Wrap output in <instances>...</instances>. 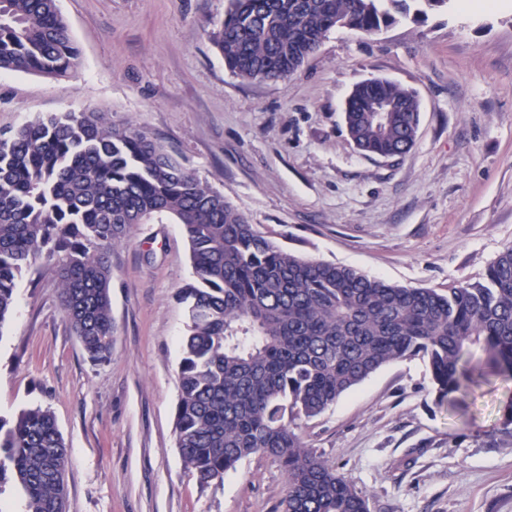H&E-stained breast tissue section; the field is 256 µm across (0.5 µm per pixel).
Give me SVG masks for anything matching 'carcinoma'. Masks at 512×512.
<instances>
[{"mask_svg": "<svg viewBox=\"0 0 512 512\" xmlns=\"http://www.w3.org/2000/svg\"><path fill=\"white\" fill-rule=\"evenodd\" d=\"M58 0H0V71L63 76L79 50ZM448 0H229L210 39L242 78L288 77L344 24L374 35ZM395 108L378 121L374 105ZM419 105L405 87H356L344 112L367 155L408 152ZM182 226L193 281L182 289L176 447L206 486L246 458L277 461L284 512H369L367 499L296 432L382 366L427 360L436 404L483 382L479 352L512 378V245L484 281L415 288L304 259L246 217L139 129L99 112H65L0 132V324L33 260L57 263L64 312L95 362L112 355L110 253L151 218ZM68 449L53 414L0 418V488L26 512H64Z\"/></svg>", "mask_w": 512, "mask_h": 512, "instance_id": "cac0c4a2", "label": "carcinoma"}]
</instances>
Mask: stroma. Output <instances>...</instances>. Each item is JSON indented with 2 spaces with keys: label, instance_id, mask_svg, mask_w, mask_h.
Here are the masks:
<instances>
[{
  "label": "stroma",
  "instance_id": "obj_1",
  "mask_svg": "<svg viewBox=\"0 0 512 512\" xmlns=\"http://www.w3.org/2000/svg\"><path fill=\"white\" fill-rule=\"evenodd\" d=\"M79 48L63 77L0 74V129L96 110L171 151L269 240L407 287L474 282L512 244V0L455 4L373 36L334 29L286 80L229 71L212 44L227 0H58ZM415 91L404 156L361 154L343 121L353 86ZM112 356L91 361L53 263L21 275L0 323V417L41 406L68 448L66 512H282L285 476L254 455L200 486L175 444L192 280L180 225H139L112 251ZM512 380L436 406L427 363L383 366L319 416L305 443L369 512H512Z\"/></svg>",
  "mask_w": 512,
  "mask_h": 512
}]
</instances>
